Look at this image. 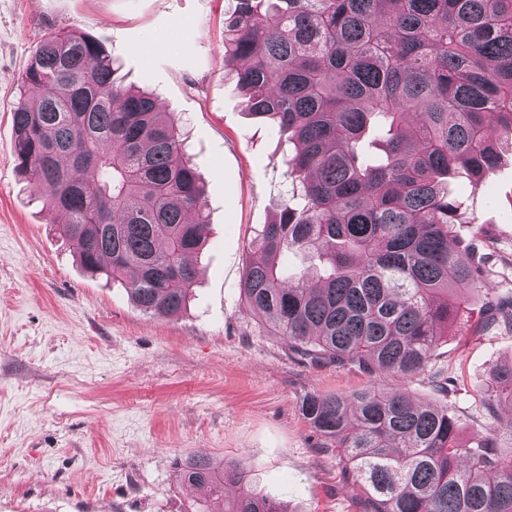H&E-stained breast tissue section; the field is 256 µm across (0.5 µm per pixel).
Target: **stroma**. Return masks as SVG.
Segmentation results:
<instances>
[{
  "label": "stroma",
  "instance_id": "stroma-1",
  "mask_svg": "<svg viewBox=\"0 0 512 512\" xmlns=\"http://www.w3.org/2000/svg\"><path fill=\"white\" fill-rule=\"evenodd\" d=\"M231 0H0V512H185L200 498L174 462L247 467L252 490L284 512H367V492L302 417L308 393L372 385L451 404L462 439L507 426L485 418L492 372L512 362V327L477 330L486 298L469 293L427 369L410 380L300 359L248 313L249 246L288 198L286 152L245 112L224 60ZM78 30L112 56L122 84L173 112L204 188L209 223L187 308L143 313L121 284L77 262L53 214L14 162L11 113L47 30ZM449 189L467 212L460 246L512 295V154Z\"/></svg>",
  "mask_w": 512,
  "mask_h": 512
}]
</instances>
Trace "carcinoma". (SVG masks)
<instances>
[{
  "label": "carcinoma",
  "mask_w": 512,
  "mask_h": 512,
  "mask_svg": "<svg viewBox=\"0 0 512 512\" xmlns=\"http://www.w3.org/2000/svg\"><path fill=\"white\" fill-rule=\"evenodd\" d=\"M224 57L244 109L287 136L286 203L248 252L250 313L314 363L411 379L460 314L490 294L483 256L449 247L460 169L479 175L512 151V0H236ZM18 172L60 216L82 269L119 282L143 312L181 311L198 275L206 201L172 113L125 87L100 43L50 31L12 112ZM382 152L367 163L366 134ZM319 265L288 277V254ZM512 326V296L486 324ZM512 409V363L493 375L486 415ZM300 411L341 449L370 512H512V425L459 437L448 404L367 386L309 393ZM203 492L189 512H282L240 464L178 463ZM238 494L224 501V484Z\"/></svg>",
  "instance_id": "cac0c4a2"
}]
</instances>
